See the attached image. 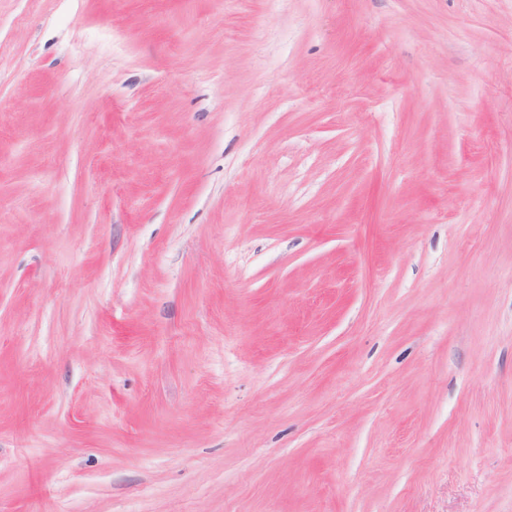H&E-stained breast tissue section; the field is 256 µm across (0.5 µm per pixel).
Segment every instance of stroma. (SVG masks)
Segmentation results:
<instances>
[{
  "label": "stroma",
  "instance_id": "1",
  "mask_svg": "<svg viewBox=\"0 0 512 512\" xmlns=\"http://www.w3.org/2000/svg\"><path fill=\"white\" fill-rule=\"evenodd\" d=\"M0 512H512V0H0Z\"/></svg>",
  "mask_w": 512,
  "mask_h": 512
}]
</instances>
